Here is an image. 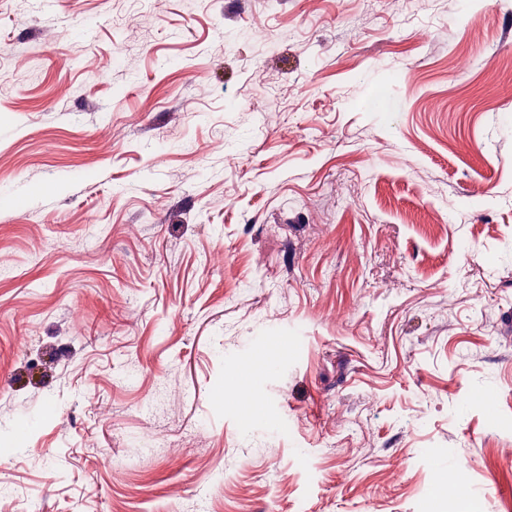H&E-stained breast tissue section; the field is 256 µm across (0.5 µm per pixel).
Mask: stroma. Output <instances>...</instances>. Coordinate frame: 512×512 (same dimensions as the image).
Returning a JSON list of instances; mask_svg holds the SVG:
<instances>
[{
  "label": "stroma",
  "mask_w": 512,
  "mask_h": 512,
  "mask_svg": "<svg viewBox=\"0 0 512 512\" xmlns=\"http://www.w3.org/2000/svg\"><path fill=\"white\" fill-rule=\"evenodd\" d=\"M0 448V512H504L512 0H0Z\"/></svg>",
  "instance_id": "1"
}]
</instances>
